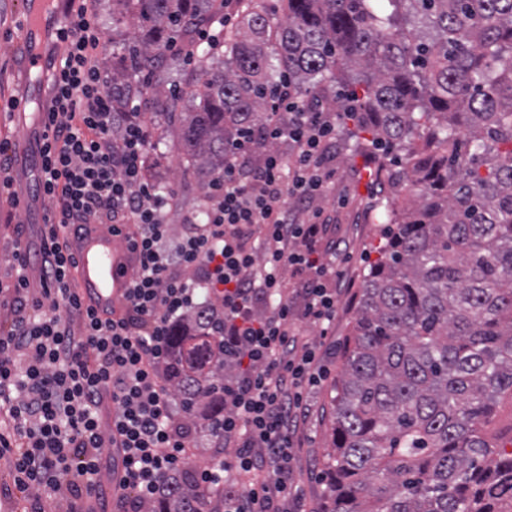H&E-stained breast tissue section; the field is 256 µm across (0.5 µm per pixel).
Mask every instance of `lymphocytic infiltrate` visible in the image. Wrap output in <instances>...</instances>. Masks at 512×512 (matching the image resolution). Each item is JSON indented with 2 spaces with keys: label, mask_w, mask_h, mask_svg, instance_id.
Listing matches in <instances>:
<instances>
[{
  "label": "lymphocytic infiltrate",
  "mask_w": 512,
  "mask_h": 512,
  "mask_svg": "<svg viewBox=\"0 0 512 512\" xmlns=\"http://www.w3.org/2000/svg\"><path fill=\"white\" fill-rule=\"evenodd\" d=\"M62 58L48 56L54 130L39 155L51 215L40 255L41 286L30 290L29 256L12 251L17 318L0 329V453L15 484L34 499L98 490L106 449L121 469L118 512H142L186 464L194 445L160 369L168 336L194 308L188 270L224 304V358L238 374L224 389V439L195 469L205 487L223 485L224 512H305L291 471L295 438L308 416L304 385L320 376L317 354L294 324L302 314L328 335L338 293L331 215L315 200L332 184L336 115L301 104L288 88L224 154V174L206 195L207 220L172 236L166 210L175 191L144 176L150 144L142 107H118L101 67L95 0L67 9ZM286 151H278V144ZM106 220L133 227L139 267L125 310L111 321L82 311L70 287L66 229ZM303 275L298 302L283 294V267ZM114 412L103 421L104 401ZM234 445V458L224 444ZM268 472L237 487L231 472Z\"/></svg>",
  "instance_id": "lymphocytic-infiltrate-1"
}]
</instances>
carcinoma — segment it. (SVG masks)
<instances>
[{"mask_svg":"<svg viewBox=\"0 0 512 512\" xmlns=\"http://www.w3.org/2000/svg\"><path fill=\"white\" fill-rule=\"evenodd\" d=\"M137 35L112 64V94L152 100L205 189L224 149L287 84L333 98L355 148L383 163L391 196L381 259L364 275L331 397L329 512H512V0H282L284 19L244 0L246 25L222 42L199 32L226 0H114ZM195 48L177 95L159 73ZM175 332L168 384L185 424L224 420V314L212 298ZM191 467L144 512H203Z\"/></svg>","mask_w":512,"mask_h":512,"instance_id":"1","label":"carcinoma"}]
</instances>
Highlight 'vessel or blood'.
Here are the masks:
<instances>
[{"label": "vessel or blood", "mask_w": 512, "mask_h": 512, "mask_svg": "<svg viewBox=\"0 0 512 512\" xmlns=\"http://www.w3.org/2000/svg\"><path fill=\"white\" fill-rule=\"evenodd\" d=\"M67 244L82 308L103 320L116 316L137 265L125 230L108 223L84 224L69 233Z\"/></svg>", "instance_id": "obj_1"}]
</instances>
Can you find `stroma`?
Returning <instances> with one entry per match:
<instances>
[{"label":"stroma","mask_w":512,"mask_h":512,"mask_svg":"<svg viewBox=\"0 0 512 512\" xmlns=\"http://www.w3.org/2000/svg\"><path fill=\"white\" fill-rule=\"evenodd\" d=\"M58 0H0V103L17 94L21 83H28L34 99L46 98L48 83L35 77H24L23 60L27 55L28 20L51 16ZM97 20L105 48L101 64L111 70L112 57L120 53L135 33V25L124 16L114 13L112 0H98ZM166 125L163 115H154L147 123L157 146L149 154L152 176L171 183L178 194L176 204L169 209L167 219L174 234L183 231L184 216L189 203L200 198L197 179L181 172L182 157L163 138ZM344 125L336 127V153L332 163L335 181L316 205L333 218L331 234L340 245L339 269L344 279L336 319L329 337H320L318 329L304 319H297L305 339L320 354L323 369L320 383L305 386L303 394L309 405L306 424L298 433L293 451L290 479L304 493L307 512L325 505L327 482L324 476V456L332 441L330 392L339 374L342 350L350 333L354 307L358 301L363 275L377 257V248L385 230L377 206L387 195L388 188L370 174V159L352 148ZM47 211L40 201H32L27 208L15 207L9 189L0 190V327L9 326L13 311L8 303V288L15 279L11 253L15 244L27 245L31 255H38L43 242V225ZM116 496L110 482H102L96 495L89 498L43 499L45 512H113Z\"/></svg>","instance_id":"stroma-1"}]
</instances>
